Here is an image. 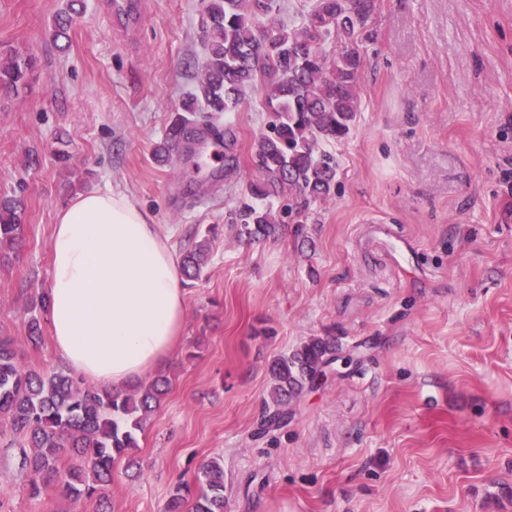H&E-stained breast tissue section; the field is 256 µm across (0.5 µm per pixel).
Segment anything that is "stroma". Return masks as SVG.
I'll return each mask as SVG.
<instances>
[{"instance_id": "obj_1", "label": "stroma", "mask_w": 512, "mask_h": 512, "mask_svg": "<svg viewBox=\"0 0 512 512\" xmlns=\"http://www.w3.org/2000/svg\"><path fill=\"white\" fill-rule=\"evenodd\" d=\"M67 4L0 0V51L37 59L29 86L0 88V199H21L25 225L0 255V336L25 367L64 369L27 321L77 194H128L176 256L210 242L109 512H165L213 458L224 512H512V0H375L360 110L329 147L336 194L303 236L254 243L228 214L259 176V94L214 119L237 132L231 181L182 152L152 158L198 87L203 0H150L131 43L105 0H84L60 48ZM313 338L336 344L326 379L259 433L270 363ZM21 442L0 419V512H90L53 483L30 495Z\"/></svg>"}]
</instances>
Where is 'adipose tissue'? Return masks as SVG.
I'll use <instances>...</instances> for the list:
<instances>
[{
	"label": "adipose tissue",
	"mask_w": 512,
	"mask_h": 512,
	"mask_svg": "<svg viewBox=\"0 0 512 512\" xmlns=\"http://www.w3.org/2000/svg\"><path fill=\"white\" fill-rule=\"evenodd\" d=\"M47 318L56 353L119 392L177 345L185 293L153 216L111 189L74 196L56 214Z\"/></svg>",
	"instance_id": "obj_1"
}]
</instances>
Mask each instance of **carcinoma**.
<instances>
[{"instance_id": "carcinoma-1", "label": "carcinoma", "mask_w": 512, "mask_h": 512, "mask_svg": "<svg viewBox=\"0 0 512 512\" xmlns=\"http://www.w3.org/2000/svg\"><path fill=\"white\" fill-rule=\"evenodd\" d=\"M374 8V0H312L300 22L286 24L274 18L279 0H205L206 59L198 93L184 103L187 115L174 120L154 159L167 161L170 146L198 129L197 111L233 112L259 88L268 117L254 144L261 178L241 190L230 223L241 225V235L253 241L275 235L283 224L303 233L302 213L336 193V157L320 143L346 136L355 121L362 69L357 42ZM330 44L332 51L326 50ZM35 72L34 57L11 56L0 62V87L26 86ZM205 127L224 140V179L229 180L239 169L236 131L230 125L221 131L213 122ZM23 230L19 201L1 199L0 246L18 243ZM207 248L202 241L183 255L188 279L200 277ZM335 351L329 340L311 339L271 362L264 426L288 422V402L312 384ZM167 386V380L157 379L131 394L113 393L62 370H28L12 340L0 336V417L25 437L20 465L30 494L37 496L41 486L55 482L75 499L102 506L109 498L112 467L139 447L137 433ZM66 448L78 464L63 471L57 459ZM198 480L193 512H224L223 466L208 463Z\"/></svg>"}]
</instances>
